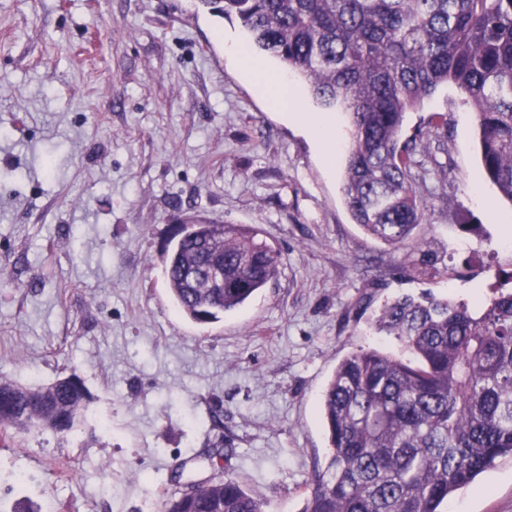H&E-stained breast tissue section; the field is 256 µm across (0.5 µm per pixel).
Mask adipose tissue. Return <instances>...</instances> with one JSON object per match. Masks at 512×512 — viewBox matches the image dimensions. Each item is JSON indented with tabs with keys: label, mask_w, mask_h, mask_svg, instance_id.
I'll use <instances>...</instances> for the list:
<instances>
[{
	"label": "adipose tissue",
	"mask_w": 512,
	"mask_h": 512,
	"mask_svg": "<svg viewBox=\"0 0 512 512\" xmlns=\"http://www.w3.org/2000/svg\"><path fill=\"white\" fill-rule=\"evenodd\" d=\"M224 52L253 84L273 110L279 111L284 118L293 121L313 141L321 142L326 138L324 125L289 104L291 89L285 71L275 70L252 57L245 46L232 36L224 38Z\"/></svg>",
	"instance_id": "1"
}]
</instances>
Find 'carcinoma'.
Here are the masks:
<instances>
[{"label":"carcinoma","instance_id":"cac0c4a2","mask_svg":"<svg viewBox=\"0 0 512 512\" xmlns=\"http://www.w3.org/2000/svg\"><path fill=\"white\" fill-rule=\"evenodd\" d=\"M221 3L249 51L277 59L321 108L344 115L342 193L368 236L399 247L426 220L403 139L407 112L454 84L472 108L487 178L512 202V0H202ZM218 265L224 287L201 273ZM282 256L255 229L193 222L170 240L165 280L178 311L209 325L274 282ZM478 312L430 292L385 302L374 325L405 359L361 348L337 365L320 406L330 459L302 512H445L495 461L512 459V291ZM75 374L36 388L0 382L1 439L66 435L89 410ZM163 512H265L230 476L171 496Z\"/></svg>","mask_w":512,"mask_h":512}]
</instances>
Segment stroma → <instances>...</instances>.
Masks as SVG:
<instances>
[{
	"instance_id": "35a3bbf8",
	"label": "stroma",
	"mask_w": 512,
	"mask_h": 512,
	"mask_svg": "<svg viewBox=\"0 0 512 512\" xmlns=\"http://www.w3.org/2000/svg\"><path fill=\"white\" fill-rule=\"evenodd\" d=\"M222 29L239 26L201 0H0V381L77 374L110 419L0 447V512H143L225 475L266 512H302L330 455L319 408L338 363L400 351L370 328L380 304L424 290L472 304L512 271V203L454 85L406 116L404 137L431 133L414 179L429 210L395 249L353 223L340 167L227 61ZM189 216L255 227L283 257L276 281L205 327L164 277ZM215 413L221 430L204 434ZM447 512H512V461Z\"/></svg>"
}]
</instances>
